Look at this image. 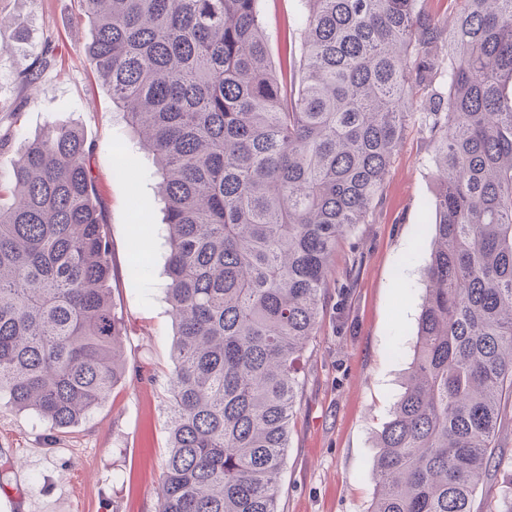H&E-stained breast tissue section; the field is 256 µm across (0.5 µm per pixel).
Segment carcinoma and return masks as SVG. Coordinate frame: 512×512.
Instances as JSON below:
<instances>
[{"mask_svg": "<svg viewBox=\"0 0 512 512\" xmlns=\"http://www.w3.org/2000/svg\"><path fill=\"white\" fill-rule=\"evenodd\" d=\"M88 60L160 167L177 321L159 512H277L336 245L409 116L435 148L414 356L368 512H512V0H307L271 61L258 0H83ZM42 70L19 84L33 91ZM74 125L0 176V397L65 430L124 366L112 245ZM499 495L479 496L498 483Z\"/></svg>", "mask_w": 512, "mask_h": 512, "instance_id": "carcinoma-1", "label": "carcinoma"}]
</instances>
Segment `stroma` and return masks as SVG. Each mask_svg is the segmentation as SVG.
Wrapping results in <instances>:
<instances>
[{"label":"stroma","mask_w":512,"mask_h":512,"mask_svg":"<svg viewBox=\"0 0 512 512\" xmlns=\"http://www.w3.org/2000/svg\"><path fill=\"white\" fill-rule=\"evenodd\" d=\"M271 58L304 0H260ZM93 31L80 0H0V172L49 123L83 129L112 242V304L124 374L106 400L58 431L0 403V499L8 512H158L168 455L166 405L176 327L166 299L168 228L151 154L93 75ZM54 56H46L47 46ZM45 62L36 91L18 74ZM434 147L408 120L367 223L338 245L320 322L301 364L279 512H367L376 489V437L413 356L430 262ZM148 276L136 274L140 260Z\"/></svg>","instance_id":"stroma-1"}]
</instances>
